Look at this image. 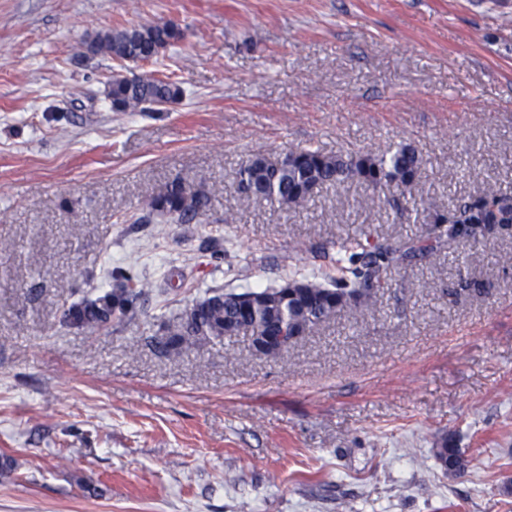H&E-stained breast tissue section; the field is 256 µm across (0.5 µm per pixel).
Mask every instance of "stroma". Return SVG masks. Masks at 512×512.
Instances as JSON below:
<instances>
[{"mask_svg":"<svg viewBox=\"0 0 512 512\" xmlns=\"http://www.w3.org/2000/svg\"><path fill=\"white\" fill-rule=\"evenodd\" d=\"M170 22L157 60L87 51ZM129 69L182 99L113 111ZM402 143L426 206L401 216L357 180L299 211L234 180L255 154ZM177 177L211 191L202 223H129ZM488 185L512 190V0H0V512H512V234L396 270L274 357L153 343L209 290L336 275L337 239L413 236ZM131 264L148 316L66 324Z\"/></svg>","mask_w":512,"mask_h":512,"instance_id":"35a3bbf8","label":"stroma"}]
</instances>
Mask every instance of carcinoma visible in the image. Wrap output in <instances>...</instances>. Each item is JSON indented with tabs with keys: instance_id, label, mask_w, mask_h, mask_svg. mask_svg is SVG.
<instances>
[{
	"instance_id": "1",
	"label": "carcinoma",
	"mask_w": 512,
	"mask_h": 512,
	"mask_svg": "<svg viewBox=\"0 0 512 512\" xmlns=\"http://www.w3.org/2000/svg\"><path fill=\"white\" fill-rule=\"evenodd\" d=\"M183 31L170 23L138 24L98 34L88 44L94 54L115 59L149 62L168 46L183 39ZM107 97L115 112H127L141 105L175 103L183 91L174 82L151 74L127 79L114 77ZM423 158L410 144H400L385 156L372 153L333 155L318 149L290 151L272 161L257 154L236 172L238 192L247 200L276 202L300 210L307 207L314 191L326 184L336 185L358 179L373 190L372 205L402 203L424 205L412 192ZM211 205L210 192L194 189L175 179L147 204V214L137 221L155 217L161 222L199 223ZM431 227L399 243L380 241L364 230L338 243L337 263L343 276L326 280L315 274L289 276L276 286L223 291L211 289L165 328L156 341L158 349L198 346L221 339L228 332L244 336L259 333L276 336L305 335L342 311L357 312L374 304L375 289L391 281L399 266L434 252L442 243L477 245L480 240L508 234L512 228V191L485 187L462 198L447 211L430 215ZM113 288L85 296L67 310L66 323L92 333L108 332L147 313L152 284L131 266L115 272ZM436 457L451 470L464 468L457 448L443 446Z\"/></svg>"
}]
</instances>
